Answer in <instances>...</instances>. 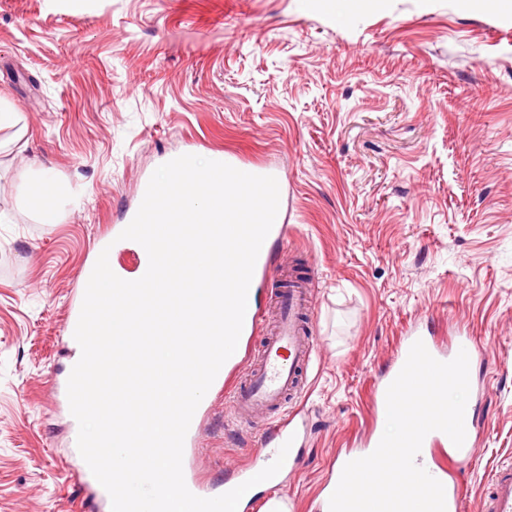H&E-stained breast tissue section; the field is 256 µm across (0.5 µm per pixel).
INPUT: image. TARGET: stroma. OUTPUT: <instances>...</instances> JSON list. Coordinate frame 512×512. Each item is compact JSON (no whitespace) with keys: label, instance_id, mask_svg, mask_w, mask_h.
<instances>
[{"label":"stroma","instance_id":"obj_1","mask_svg":"<svg viewBox=\"0 0 512 512\" xmlns=\"http://www.w3.org/2000/svg\"><path fill=\"white\" fill-rule=\"evenodd\" d=\"M0 512H86L66 469L77 430L55 379L83 266L183 152L275 171L281 264L310 278L316 340L301 462L283 478L314 512L338 453L382 431L373 385L411 326L481 350L480 434L460 469L480 512L512 462V15L488 0H0ZM59 192L45 220L31 188ZM193 454L220 486L262 433L218 391Z\"/></svg>","mask_w":512,"mask_h":512}]
</instances>
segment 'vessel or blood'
Listing matches in <instances>:
<instances>
[{"instance_id":"b4317fda","label":"vessel or blood","mask_w":512,"mask_h":512,"mask_svg":"<svg viewBox=\"0 0 512 512\" xmlns=\"http://www.w3.org/2000/svg\"><path fill=\"white\" fill-rule=\"evenodd\" d=\"M281 282L276 294L278 313L275 320H267L264 312L257 308L245 315L239 339L241 347L256 338L261 341L247 377L242 379L237 375L243 356L241 348L224 364L225 378L221 390L229 403L231 421L272 432L271 438L262 443L264 455L260 462L237 465L234 477L224 483L228 490L273 462L285 442H292L296 450L304 441L306 388L303 373L309 368L314 352V336L309 324L311 284L288 270L282 271ZM418 340L423 341L435 359L443 362L452 360L462 349L471 357L477 353L471 337L457 336L453 344L445 347L434 337L422 336L419 329L413 327L403 337L389 372L390 378L397 377L411 346ZM450 444V438L443 432H430L422 443L416 462L434 478L443 481L446 512H459L464 486L461 480H450L449 475L457 465L471 458L474 439L466 437L459 453L444 455V448ZM295 450L288 453L285 467L296 466ZM280 484L281 480L276 476L266 480V493L244 496L242 505L250 507L252 512H296L297 504L293 497L277 494ZM480 512H512L511 463L501 465L493 472L491 490L482 500Z\"/></svg>"}]
</instances>
